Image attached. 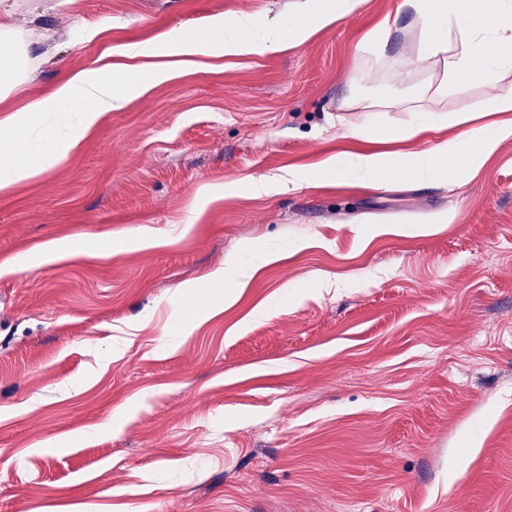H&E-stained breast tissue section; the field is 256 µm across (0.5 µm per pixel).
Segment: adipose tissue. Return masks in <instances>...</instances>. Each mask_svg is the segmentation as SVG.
I'll return each mask as SVG.
<instances>
[{"instance_id": "ef3b65f1", "label": "adipose tissue", "mask_w": 512, "mask_h": 512, "mask_svg": "<svg viewBox=\"0 0 512 512\" xmlns=\"http://www.w3.org/2000/svg\"><path fill=\"white\" fill-rule=\"evenodd\" d=\"M367 0H300L284 23L267 33L263 41L250 32L254 18L239 13L217 18L214 38H198L181 30L169 31L163 41L165 55L184 57H246L264 49H285L306 41L316 30L333 25L360 10ZM419 34L417 64L442 63V77L434 94L447 96L471 81L488 88L482 100L462 105L448 116L447 124L418 123L407 130L379 129L377 140L404 141L423 138L422 152L399 156L358 153L345 159L322 161L327 171L347 168L374 185L384 184L390 171L404 166L417 181L438 177L440 160L463 155L469 167H480L500 142L512 138V86L501 76L512 70V0H400L395 13L381 18L363 37L357 50L355 70L363 72L385 61L397 36L406 28ZM129 63L122 70L104 65L93 71L71 74L40 97L14 111L9 128L0 131V191L39 174L44 158L24 152L23 141L35 132L53 144L57 155L73 151L110 112L119 110L147 82L160 83L170 75L166 64H143L149 51L138 44L126 46ZM466 126L467 140L443 137L445 125ZM66 137H59V130Z\"/></svg>"}]
</instances>
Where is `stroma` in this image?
<instances>
[{"label":"stroma","instance_id":"35a3bbf8","mask_svg":"<svg viewBox=\"0 0 512 512\" xmlns=\"http://www.w3.org/2000/svg\"><path fill=\"white\" fill-rule=\"evenodd\" d=\"M295 0H0V112L126 45ZM368 0L285 50L176 64L0 193V512H512V139L374 186L330 156L423 118L416 30L357 91ZM296 172L272 195L250 180ZM71 251L56 253L60 242ZM230 286L214 309L203 281ZM19 69L14 53L1 51L0 55V102L5 101L20 85L16 80Z\"/></svg>","mask_w":512,"mask_h":512}]
</instances>
